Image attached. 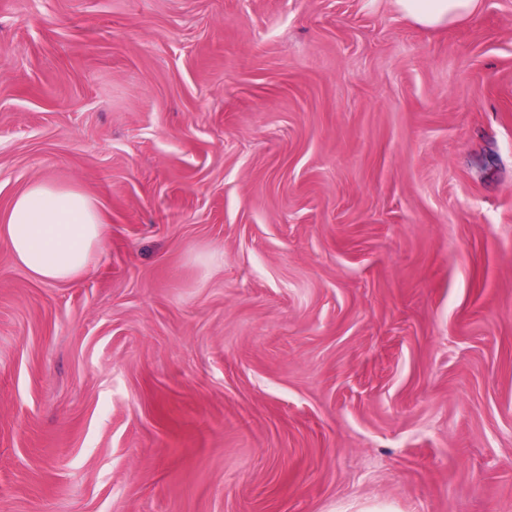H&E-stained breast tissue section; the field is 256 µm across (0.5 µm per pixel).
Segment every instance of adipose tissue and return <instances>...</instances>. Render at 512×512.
I'll return each instance as SVG.
<instances>
[{"label":"adipose tissue","instance_id":"ef3b65f1","mask_svg":"<svg viewBox=\"0 0 512 512\" xmlns=\"http://www.w3.org/2000/svg\"><path fill=\"white\" fill-rule=\"evenodd\" d=\"M480 0H396L416 25L442 29L472 16ZM0 239L36 280L67 283L87 275L102 254L104 220L97 201L73 187L32 182L0 217Z\"/></svg>","mask_w":512,"mask_h":512}]
</instances>
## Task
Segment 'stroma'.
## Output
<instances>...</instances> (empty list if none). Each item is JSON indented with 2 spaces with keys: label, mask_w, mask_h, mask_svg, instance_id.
Instances as JSON below:
<instances>
[{
  "label": "stroma",
  "mask_w": 512,
  "mask_h": 512,
  "mask_svg": "<svg viewBox=\"0 0 512 512\" xmlns=\"http://www.w3.org/2000/svg\"><path fill=\"white\" fill-rule=\"evenodd\" d=\"M0 512H512V0H0ZM480 0H396L400 12L416 25L430 28H448L472 16ZM0 222V237L15 262L42 283L83 277L102 254L99 205L73 187L34 181L13 199Z\"/></svg>",
  "instance_id": "obj_1"
}]
</instances>
